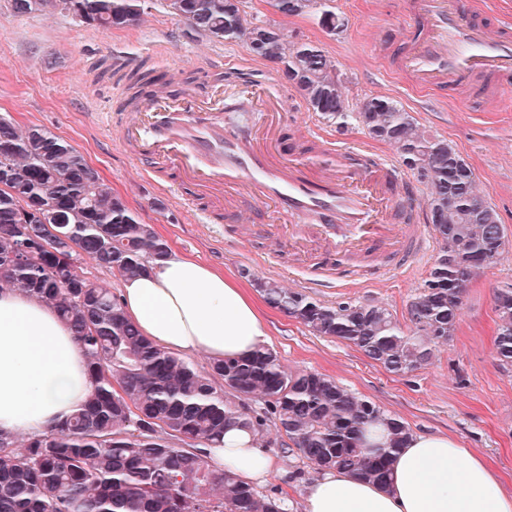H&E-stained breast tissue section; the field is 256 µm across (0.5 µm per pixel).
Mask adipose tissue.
<instances>
[{"mask_svg": "<svg viewBox=\"0 0 512 512\" xmlns=\"http://www.w3.org/2000/svg\"><path fill=\"white\" fill-rule=\"evenodd\" d=\"M119 298L139 333L174 355L243 357L268 342L248 285L176 252L122 278ZM90 390L84 354L56 310L20 290L0 292V432L41 433L77 410ZM206 452L251 484L272 468L253 433L237 427ZM304 512H512V490L448 435L414 434L396 454L387 487L326 470L306 487Z\"/></svg>", "mask_w": 512, "mask_h": 512, "instance_id": "obj_1", "label": "adipose tissue"}]
</instances>
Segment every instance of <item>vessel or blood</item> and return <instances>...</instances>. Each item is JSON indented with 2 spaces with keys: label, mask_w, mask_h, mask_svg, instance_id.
<instances>
[{
  "label": "vessel or blood",
  "mask_w": 512,
  "mask_h": 512,
  "mask_svg": "<svg viewBox=\"0 0 512 512\" xmlns=\"http://www.w3.org/2000/svg\"><path fill=\"white\" fill-rule=\"evenodd\" d=\"M479 11L475 0H410L406 17L420 35L400 63L416 84L445 93L484 78L498 92L512 91V33L491 29ZM237 105L262 112L263 121L228 128L197 91L157 90L125 114L120 143L148 171L177 169L226 221L239 222L246 197L314 235L321 259L310 266L309 287H327L343 261L360 262L362 277L377 280L384 271L365 265L370 255L389 256L397 267L417 260L428 240L420 194L398 179L391 160L314 136L285 152L282 98L244 97Z\"/></svg>",
  "instance_id": "1"
}]
</instances>
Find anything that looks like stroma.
<instances>
[{"instance_id": "35a3bbf8", "label": "stroma", "mask_w": 512, "mask_h": 512, "mask_svg": "<svg viewBox=\"0 0 512 512\" xmlns=\"http://www.w3.org/2000/svg\"><path fill=\"white\" fill-rule=\"evenodd\" d=\"M326 2L340 20L333 31L320 24L315 8L288 18L274 14L266 0H244V9L283 28L290 39L320 46L336 66L350 108L372 96L392 98L423 130L452 143L512 242V93L502 96L491 90L478 98L465 87L439 100L434 91L415 88L397 65L407 39L401 30L407 0ZM148 4L136 25L97 29L57 12L18 17L9 0H0V117L12 118L21 128L45 127L71 144L170 248L234 273L250 269L256 277L274 279L327 303L357 300L385 306L404 330H411L407 306L430 272L438 242H431L408 268H392L382 255L370 257V264L387 270L377 283L352 282L346 271L332 287L310 289L306 272L277 244L275 235L284 232L283 221L257 218L248 237L238 236L224 223H203L174 171L147 176L125 155L118 127L106 126L101 112L106 102L128 100L129 76L142 68L166 75L171 91H179L191 77L198 93L220 92L228 101L247 82L259 83L285 101L284 134L309 124L341 148L394 156L357 125L340 131L313 116L275 65L253 56L246 43L211 42L171 16L163 0ZM509 284L512 260L472 280L454 336L429 364L407 374L386 371L349 343L313 335L270 306L264 309L269 346L286 371L328 375L400 417L413 432L455 438L484 457L512 489V369L499 365L494 350V294ZM268 438L275 469L257 489L268 495L283 493L287 512H303L305 488L319 472L296 452L283 451L276 430H269Z\"/></svg>"}]
</instances>
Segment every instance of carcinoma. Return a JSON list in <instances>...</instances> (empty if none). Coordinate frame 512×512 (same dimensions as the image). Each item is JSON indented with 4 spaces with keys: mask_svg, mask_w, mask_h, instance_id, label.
<instances>
[{
    "mask_svg": "<svg viewBox=\"0 0 512 512\" xmlns=\"http://www.w3.org/2000/svg\"><path fill=\"white\" fill-rule=\"evenodd\" d=\"M79 22L122 29L136 24L140 0H60L56 10ZM281 16L307 12L313 0H268ZM167 11L209 40L261 37L258 57L282 64L283 77L307 109L338 127L351 123L388 145L429 190L432 231L441 242L434 265L412 298L414 331L403 330L378 304L326 303L255 277L274 308L316 336L346 341L390 373L427 364L453 336L467 282L505 259V233L495 209L475 192L471 167L444 138L427 136L397 101L374 96L351 112L336 67L317 45L287 39L274 24L247 18L243 0H165ZM50 9L47 0H11L26 16ZM50 205L53 233L41 245L42 225L30 224L35 263L13 260L21 247V216ZM169 245L100 179L83 155L49 130L20 132L0 118V287L51 304L74 330L87 363L91 391L64 421L33 437L0 434V512H284L233 472L218 469L204 447L238 425L259 440L268 421L319 470L340 469L381 487L394 456L411 435L399 417L315 371L286 372L262 346L246 357L215 360L206 373L141 336L126 318L112 286L79 275L86 255L121 277L166 257ZM495 352L512 367V285L494 296ZM220 379L224 390L213 382ZM254 398L260 406L245 400Z\"/></svg>",
    "mask_w": 512,
    "mask_h": 512,
    "instance_id": "cac0c4a2",
    "label": "carcinoma"
}]
</instances>
